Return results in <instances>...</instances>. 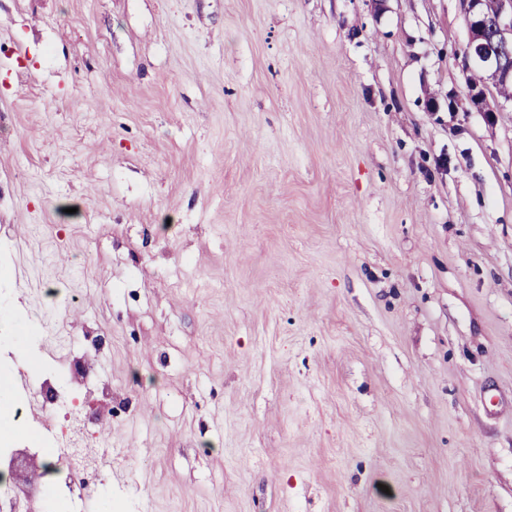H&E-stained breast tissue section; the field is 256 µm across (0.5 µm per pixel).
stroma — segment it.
Instances as JSON below:
<instances>
[{"instance_id": "1", "label": "stroma", "mask_w": 512, "mask_h": 512, "mask_svg": "<svg viewBox=\"0 0 512 512\" xmlns=\"http://www.w3.org/2000/svg\"><path fill=\"white\" fill-rule=\"evenodd\" d=\"M461 0H0V369L96 512H512V101ZM51 391L46 381L40 383L38 386H33L29 383L25 385L23 394L20 395L17 404L14 406V419L18 429L21 430L20 426L25 423L23 418L24 408L28 407L30 409L39 404L43 407L41 399L44 394L47 395V393ZM36 440L28 442L35 447L45 445L47 448H55V453L49 461L44 472L50 473L65 472V485L70 492L74 489L70 498V511L85 512L89 511L97 499V491L94 486L84 477L85 468L75 460V449L71 448L70 439H66L63 431L56 425L44 424L37 432H34Z\"/></svg>"}]
</instances>
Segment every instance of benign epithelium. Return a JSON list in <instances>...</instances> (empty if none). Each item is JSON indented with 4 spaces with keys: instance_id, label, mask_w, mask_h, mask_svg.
<instances>
[{
    "instance_id": "obj_1",
    "label": "benign epithelium",
    "mask_w": 512,
    "mask_h": 512,
    "mask_svg": "<svg viewBox=\"0 0 512 512\" xmlns=\"http://www.w3.org/2000/svg\"><path fill=\"white\" fill-rule=\"evenodd\" d=\"M463 0L471 34L470 55L494 83L512 80V0Z\"/></svg>"
}]
</instances>
